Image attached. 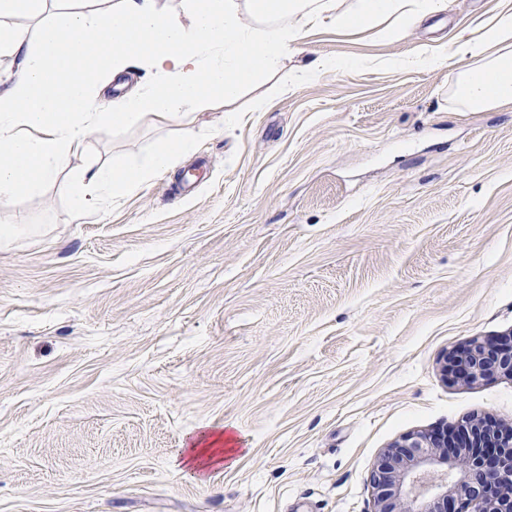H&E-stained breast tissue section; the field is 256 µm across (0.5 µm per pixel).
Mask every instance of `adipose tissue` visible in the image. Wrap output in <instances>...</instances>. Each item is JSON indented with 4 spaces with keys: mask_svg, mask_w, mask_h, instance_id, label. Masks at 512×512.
<instances>
[{
    "mask_svg": "<svg viewBox=\"0 0 512 512\" xmlns=\"http://www.w3.org/2000/svg\"><path fill=\"white\" fill-rule=\"evenodd\" d=\"M185 17L166 0H0V200L37 195L100 125L119 129L145 119L172 124L188 112L231 103L297 53L298 28L323 18L344 28L395 18L386 33L405 32L444 0H185ZM34 21L33 31L15 18ZM464 66L455 94L464 107H512V11L498 14L475 40L455 43ZM152 72L144 89L107 97L103 88L133 66ZM193 148L177 139L146 155L87 168L68 186L75 209L102 206L170 171Z\"/></svg>",
    "mask_w": 512,
    "mask_h": 512,
    "instance_id": "ef3b65f1",
    "label": "adipose tissue"
}]
</instances>
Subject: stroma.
Returning <instances> with one entry per match:
<instances>
[{
	"label": "stroma",
	"instance_id": "stroma-1",
	"mask_svg": "<svg viewBox=\"0 0 512 512\" xmlns=\"http://www.w3.org/2000/svg\"><path fill=\"white\" fill-rule=\"evenodd\" d=\"M504 10L307 25L235 125L97 127L56 184L0 203L26 228L0 240V512H372L404 434L512 425V378L443 369L512 333V109L462 108L457 59L404 65ZM323 55L345 68L288 84ZM181 137L169 172L72 208L75 172ZM227 426L229 459L175 467Z\"/></svg>",
	"mask_w": 512,
	"mask_h": 512
}]
</instances>
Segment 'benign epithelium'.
I'll return each instance as SVG.
<instances>
[{
    "instance_id": "benign-epithelium-1",
    "label": "benign epithelium",
    "mask_w": 512,
    "mask_h": 512,
    "mask_svg": "<svg viewBox=\"0 0 512 512\" xmlns=\"http://www.w3.org/2000/svg\"><path fill=\"white\" fill-rule=\"evenodd\" d=\"M446 366L465 383L512 377V335L474 336ZM371 484L373 512H512V425L476 416L450 432L408 433L384 450Z\"/></svg>"
}]
</instances>
